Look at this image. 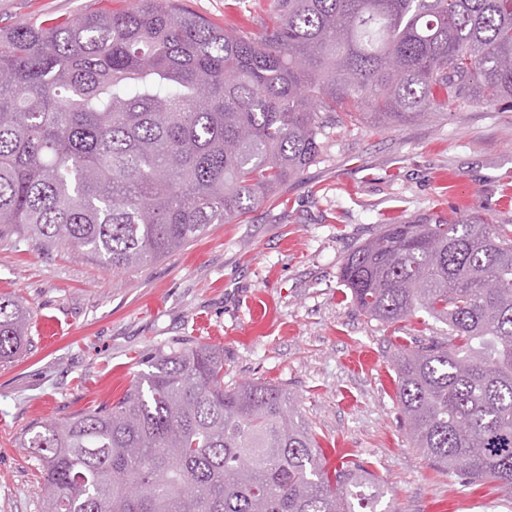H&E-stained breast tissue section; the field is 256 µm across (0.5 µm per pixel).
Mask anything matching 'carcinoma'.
<instances>
[{"instance_id": "carcinoma-1", "label": "carcinoma", "mask_w": 512, "mask_h": 512, "mask_svg": "<svg viewBox=\"0 0 512 512\" xmlns=\"http://www.w3.org/2000/svg\"><path fill=\"white\" fill-rule=\"evenodd\" d=\"M256 33L178 0L0 28V237L119 275L245 218L320 158L327 131L512 100V0H275ZM364 315L419 311L448 338L399 347L406 434L432 466L512 498V228L440 212L344 260ZM29 313L0 296V362ZM42 512H355L278 386L224 385V351L162 356L110 404L30 427Z\"/></svg>"}]
</instances>
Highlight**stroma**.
<instances>
[{"label":"stroma","instance_id":"obj_1","mask_svg":"<svg viewBox=\"0 0 512 512\" xmlns=\"http://www.w3.org/2000/svg\"><path fill=\"white\" fill-rule=\"evenodd\" d=\"M251 30L274 0H181ZM129 0H0V27L61 22ZM441 211L512 225V105H471L382 129L331 130L319 162L245 222L210 225L166 258L113 276L90 255L0 238V293L30 310L29 343L0 362V512H40L25 449L32 423L112 402L178 346L224 350V382L280 386L331 466L362 465L377 512H512L494 483L435 469L408 440L392 358L403 338L444 337L417 313H360L340 279L347 255L386 224Z\"/></svg>","mask_w":512,"mask_h":512}]
</instances>
